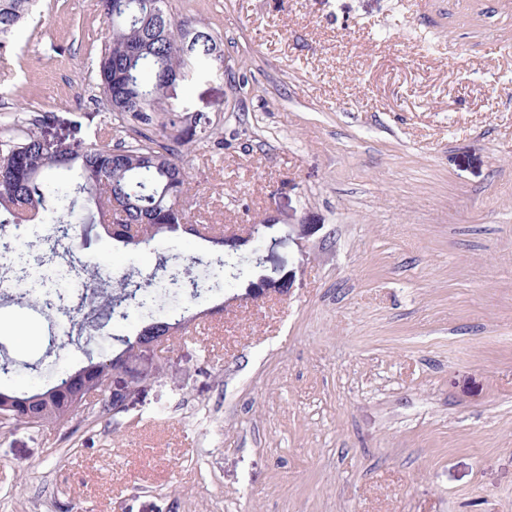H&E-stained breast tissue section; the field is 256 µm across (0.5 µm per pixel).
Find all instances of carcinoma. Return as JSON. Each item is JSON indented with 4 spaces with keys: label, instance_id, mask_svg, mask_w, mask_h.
I'll return each mask as SVG.
<instances>
[{
    "label": "carcinoma",
    "instance_id": "obj_1",
    "mask_svg": "<svg viewBox=\"0 0 512 512\" xmlns=\"http://www.w3.org/2000/svg\"><path fill=\"white\" fill-rule=\"evenodd\" d=\"M36 2L0 0V41L10 40ZM97 7L110 27L98 59L100 90L111 122L124 129L125 137L113 144L79 140L53 148L41 132L46 117L33 112L1 114L0 211L15 224L27 220L30 212H45L50 233L36 240H14L5 248L24 251L40 269L53 264L66 277L64 287L51 292L26 289L16 295L18 302L39 310L53 325L67 322L81 333L150 317L134 338H117L122 349L89 356L78 368L89 376H106L120 373L125 351L147 331L185 323L201 292L231 284L239 278L241 264L226 259L223 234L184 229L185 210L177 206L188 191L183 154L214 135L209 116L176 106V88L188 86L190 77L183 65L182 39L193 40L190 55L199 68L223 57L219 39L203 26L172 16L167 0H97ZM59 170L75 173V179L57 181ZM84 194L98 197L96 212L88 216L78 210ZM87 223L101 225L119 242L125 225H141L143 239L133 246L150 248L155 256L152 271L145 275L132 267L114 281L103 264L77 256V225ZM182 230L210 244L207 261L192 258L186 263L152 247L156 238ZM166 297L180 300L181 306L153 316ZM72 376L63 371L53 385L7 392L21 399L44 394L51 409L40 420L14 414L7 423L40 430L67 423L70 411L85 415L87 421H109L98 407L85 411L77 404Z\"/></svg>",
    "mask_w": 512,
    "mask_h": 512
}]
</instances>
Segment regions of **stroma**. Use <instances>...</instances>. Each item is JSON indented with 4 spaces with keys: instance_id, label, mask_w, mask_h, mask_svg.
Returning <instances> with one entry per match:
<instances>
[{
    "instance_id": "1",
    "label": "stroma",
    "mask_w": 512,
    "mask_h": 512,
    "mask_svg": "<svg viewBox=\"0 0 512 512\" xmlns=\"http://www.w3.org/2000/svg\"><path fill=\"white\" fill-rule=\"evenodd\" d=\"M224 65L178 91L193 224L244 272L110 424L0 435V512H512V0H169ZM96 0H39L0 50V113L103 136ZM277 245L254 263L249 225ZM113 275L150 253L100 226ZM293 280L290 292L271 283ZM33 321L0 363L51 385L99 348Z\"/></svg>"
}]
</instances>
